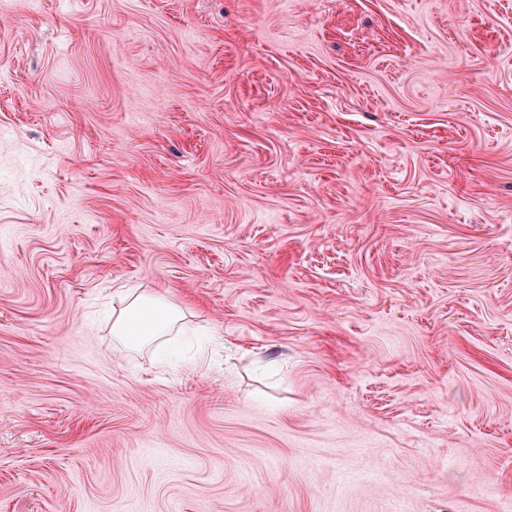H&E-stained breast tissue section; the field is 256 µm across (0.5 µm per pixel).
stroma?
Listing matches in <instances>:
<instances>
[{
  "label": "stroma",
  "instance_id": "stroma-1",
  "mask_svg": "<svg viewBox=\"0 0 512 512\" xmlns=\"http://www.w3.org/2000/svg\"><path fill=\"white\" fill-rule=\"evenodd\" d=\"M0 512H512V0H0ZM128 303L112 322V335L129 345L166 336L182 317L181 308L160 294L130 291Z\"/></svg>",
  "mask_w": 512,
  "mask_h": 512
}]
</instances>
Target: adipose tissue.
<instances>
[{"instance_id": "adipose-tissue-1", "label": "adipose tissue", "mask_w": 512, "mask_h": 512, "mask_svg": "<svg viewBox=\"0 0 512 512\" xmlns=\"http://www.w3.org/2000/svg\"><path fill=\"white\" fill-rule=\"evenodd\" d=\"M181 317V308L163 295L131 291L112 323V333L127 344L138 345L167 335Z\"/></svg>"}]
</instances>
